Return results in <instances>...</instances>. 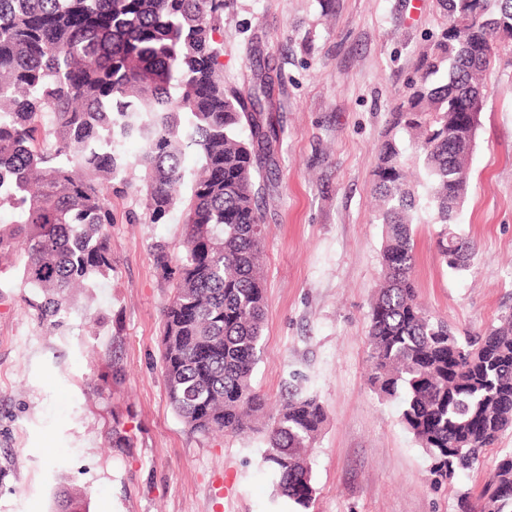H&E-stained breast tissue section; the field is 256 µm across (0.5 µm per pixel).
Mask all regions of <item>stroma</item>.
<instances>
[{
  "instance_id": "1",
  "label": "stroma",
  "mask_w": 512,
  "mask_h": 512,
  "mask_svg": "<svg viewBox=\"0 0 512 512\" xmlns=\"http://www.w3.org/2000/svg\"><path fill=\"white\" fill-rule=\"evenodd\" d=\"M437 0H224V84L276 75L278 138L261 183L266 232L264 353L254 385L276 403L292 374L327 421L310 456L309 512H457L479 494L512 428L478 467L445 479L370 388L367 334L384 227L372 197L378 150L396 139L412 174L413 279L419 301L459 336L512 309V61L491 73L456 231L477 253L448 268L420 151L389 123L419 56L440 35ZM112 270L74 294L59 326L39 325L19 267L0 273V512H53L63 489L89 512H292L261 463L267 419L245 435L201 437L172 409L161 309L172 294L156 245L178 256L182 224H146L133 190L114 193ZM120 381L101 384L112 364ZM103 394H95L96 385ZM121 419L130 438L112 445Z\"/></svg>"
}]
</instances>
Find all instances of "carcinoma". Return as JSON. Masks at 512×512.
I'll return each mask as SVG.
<instances>
[{"instance_id":"carcinoma-1","label":"carcinoma","mask_w":512,"mask_h":512,"mask_svg":"<svg viewBox=\"0 0 512 512\" xmlns=\"http://www.w3.org/2000/svg\"><path fill=\"white\" fill-rule=\"evenodd\" d=\"M441 36L417 61L390 122L417 135L436 223H456L468 188V135L485 79L512 58V0H439ZM492 24L476 21V16ZM224 0H0V266L17 251L24 283L41 295L40 320L70 310V291L112 270L106 225L112 182L139 171L144 223L181 213L174 294L162 308V368L174 412L193 433L242 434L266 400L253 385L263 353L265 225L257 180L277 136L272 81L224 88L215 34ZM447 69V81L436 76ZM129 139L142 152L127 156ZM196 165L184 166L186 153ZM374 193L384 225L382 283L371 306L369 381L401 402V421L452 477L474 468L512 426V311L465 339L417 300L412 279L414 193L392 139L379 150ZM187 185L189 191L179 193ZM439 256L468 268L473 243L445 230ZM327 416L316 395L288 384L267 430L262 463L296 512L316 497L308 448ZM459 512H512V453ZM57 512H88L63 491Z\"/></svg>"}]
</instances>
